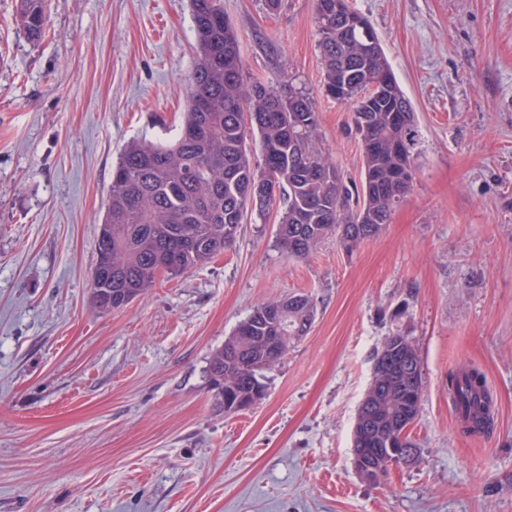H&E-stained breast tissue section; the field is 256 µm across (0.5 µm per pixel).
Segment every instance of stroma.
I'll return each mask as SVG.
<instances>
[{
  "instance_id": "35a3bbf8",
  "label": "stroma",
  "mask_w": 512,
  "mask_h": 512,
  "mask_svg": "<svg viewBox=\"0 0 512 512\" xmlns=\"http://www.w3.org/2000/svg\"><path fill=\"white\" fill-rule=\"evenodd\" d=\"M411 100L416 175L379 235L307 259L246 216L208 265L127 307L91 297L95 241L124 145L169 143L186 110L188 0H46L30 42L0 0V512H512V0H348ZM245 81L310 95L346 182L362 152L321 91L315 0H224ZM293 294L310 333L234 416L206 367L254 306ZM416 345L422 460L355 471L358 405L386 336ZM476 367L490 435L464 431L448 373Z\"/></svg>"
}]
</instances>
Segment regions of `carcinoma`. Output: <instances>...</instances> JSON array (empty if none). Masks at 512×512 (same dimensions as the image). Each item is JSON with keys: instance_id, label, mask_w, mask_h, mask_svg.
Instances as JSON below:
<instances>
[{"instance_id": "1", "label": "carcinoma", "mask_w": 512, "mask_h": 512, "mask_svg": "<svg viewBox=\"0 0 512 512\" xmlns=\"http://www.w3.org/2000/svg\"><path fill=\"white\" fill-rule=\"evenodd\" d=\"M190 8L196 57L180 133L172 143L129 141L112 168L91 277L103 312L128 305L159 275L177 276L233 247L249 211L262 218L277 210L276 241L290 257L306 258L333 236L351 253L391 222L413 187V107L377 33L348 0H316L315 22L323 92L351 108L359 136L361 180L353 188L318 145L309 94L289 78L279 87L244 82L222 0H190ZM17 24L27 39L43 40L44 0H19ZM249 129L259 138L258 165ZM315 318L314 304L303 294L253 308L208 361L210 387L224 414L264 398V372L308 335ZM423 389L414 343L400 333L387 336L362 406L377 422L361 444L379 449V464L397 467L399 449L417 448L410 427ZM448 398L468 432L490 431L493 399L483 372H450Z\"/></svg>"}]
</instances>
